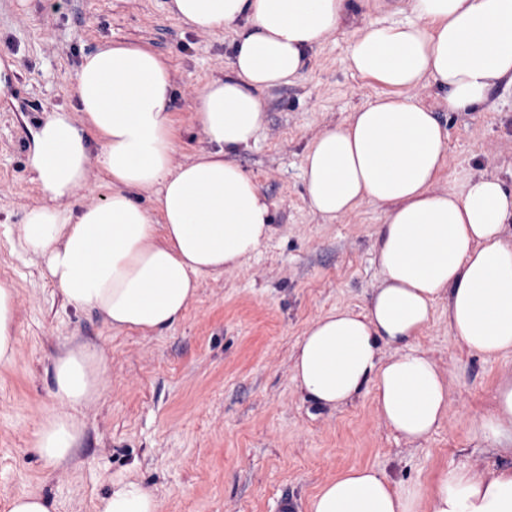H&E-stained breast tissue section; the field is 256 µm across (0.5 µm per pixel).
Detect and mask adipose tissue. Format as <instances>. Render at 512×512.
Segmentation results:
<instances>
[{
	"label": "adipose tissue",
	"instance_id": "adipose-tissue-1",
	"mask_svg": "<svg viewBox=\"0 0 512 512\" xmlns=\"http://www.w3.org/2000/svg\"><path fill=\"white\" fill-rule=\"evenodd\" d=\"M172 3L188 27L236 32L230 75L207 82L196 105L208 149L171 169V72L134 45L87 56L75 112L48 113L33 138L44 202L26 215L25 248L70 304L98 313L115 331L174 327L202 278L237 267L270 237V203L233 156L262 126L261 91L300 77L308 53L347 19L346 0ZM413 10L409 22L367 25L348 47L350 67L391 95L328 126L303 158L315 213L333 220L371 200L385 205L386 218L375 232L378 287L361 310L334 308L308 326L293 378L328 410L370 396L392 430L420 442L448 414V380L414 345L437 300H447L449 332L469 351L512 355V192L489 174L437 189L446 135L407 90L435 84L449 111L466 112L512 78V0H413ZM89 129L99 147L86 138ZM96 160L112 192L74 206ZM147 187L157 190L153 212L132 198ZM15 352V290L1 284L0 366L11 365ZM52 371L60 407L43 415L35 446L60 465L73 459L81 437L71 413L97 403L105 369L88 347L70 342ZM475 435L492 446L512 443V376L501 380L495 410ZM95 510L157 512V502L129 475ZM307 512H512V470L492 468L475 479L451 469L426 495L379 469L352 467L322 485Z\"/></svg>",
	"mask_w": 512,
	"mask_h": 512
}]
</instances>
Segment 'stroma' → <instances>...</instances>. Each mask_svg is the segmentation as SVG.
Listing matches in <instances>:
<instances>
[{
    "label": "stroma",
    "instance_id": "1",
    "mask_svg": "<svg viewBox=\"0 0 512 512\" xmlns=\"http://www.w3.org/2000/svg\"><path fill=\"white\" fill-rule=\"evenodd\" d=\"M412 0H347V21L308 56L302 77L262 91L257 140L234 159L271 204L273 232L238 267L206 276L180 323L154 334L116 332L92 311L69 305L21 247L28 210L41 205L30 165L33 133L46 113L74 109L84 58L108 45H138L173 75L170 117L180 166L208 141L196 104L209 79L230 72L233 28L182 24L172 0H0V282L16 288L15 360L0 367V512L22 491L46 495L55 512H95L112 482L135 475L158 512H275L282 494L306 501L351 467L383 470L394 483L431 491L439 476L512 468V455L475 439L493 408L512 356L469 352L448 331L441 300L415 347L448 378L441 426L409 443L376 413L370 397L338 411L315 406L293 380V356L307 326L335 307L357 309L381 279L374 261L383 206L363 201L329 221L309 207L303 157L330 124L387 92L350 68L358 28L413 19ZM447 134L445 188L486 172L512 191V81L474 112H449L444 89L409 88ZM102 361L99 402L74 414L82 431L73 462L56 466L34 448L55 408L52 360L63 340Z\"/></svg>",
    "mask_w": 512,
    "mask_h": 512
}]
</instances>
